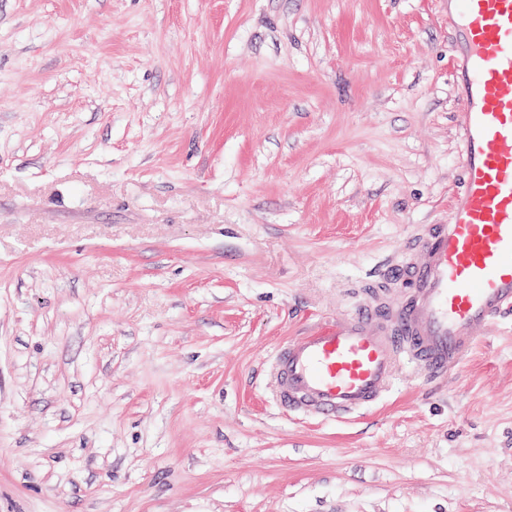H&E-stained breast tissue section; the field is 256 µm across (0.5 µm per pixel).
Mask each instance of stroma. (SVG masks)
Instances as JSON below:
<instances>
[{
    "label": "stroma",
    "instance_id": "obj_1",
    "mask_svg": "<svg viewBox=\"0 0 512 512\" xmlns=\"http://www.w3.org/2000/svg\"><path fill=\"white\" fill-rule=\"evenodd\" d=\"M448 0H0V512H512V326L342 421L285 342L460 182Z\"/></svg>",
    "mask_w": 512,
    "mask_h": 512
}]
</instances>
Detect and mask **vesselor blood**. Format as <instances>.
<instances>
[{"label": "vessel or blood", "instance_id": "b4317fda", "mask_svg": "<svg viewBox=\"0 0 512 512\" xmlns=\"http://www.w3.org/2000/svg\"><path fill=\"white\" fill-rule=\"evenodd\" d=\"M448 3L466 107L451 220L423 225L405 252L393 309L363 304L278 349L270 375L275 404L288 414H363L392 391L398 366L447 376L479 329L512 316V0Z\"/></svg>", "mask_w": 512, "mask_h": 512}]
</instances>
